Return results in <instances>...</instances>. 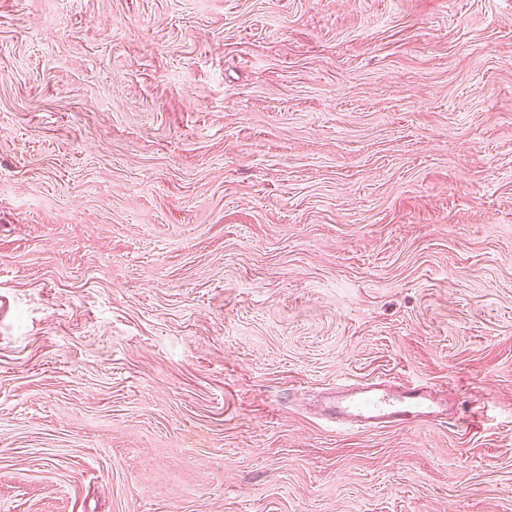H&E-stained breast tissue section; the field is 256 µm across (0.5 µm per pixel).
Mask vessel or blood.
Returning <instances> with one entry per match:
<instances>
[{
  "label": "vessel or blood",
  "mask_w": 512,
  "mask_h": 512,
  "mask_svg": "<svg viewBox=\"0 0 512 512\" xmlns=\"http://www.w3.org/2000/svg\"><path fill=\"white\" fill-rule=\"evenodd\" d=\"M322 411L349 428L368 430L436 419L447 414L448 402L425 384L375 378L336 385Z\"/></svg>",
  "instance_id": "1"
}]
</instances>
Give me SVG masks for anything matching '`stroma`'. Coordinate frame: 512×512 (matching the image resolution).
<instances>
[{"instance_id": "1", "label": "stroma", "mask_w": 512, "mask_h": 512, "mask_svg": "<svg viewBox=\"0 0 512 512\" xmlns=\"http://www.w3.org/2000/svg\"><path fill=\"white\" fill-rule=\"evenodd\" d=\"M0 295V512H512V0H0ZM322 411L351 429L368 430L448 416V401L426 384L375 378L336 385Z\"/></svg>"}]
</instances>
